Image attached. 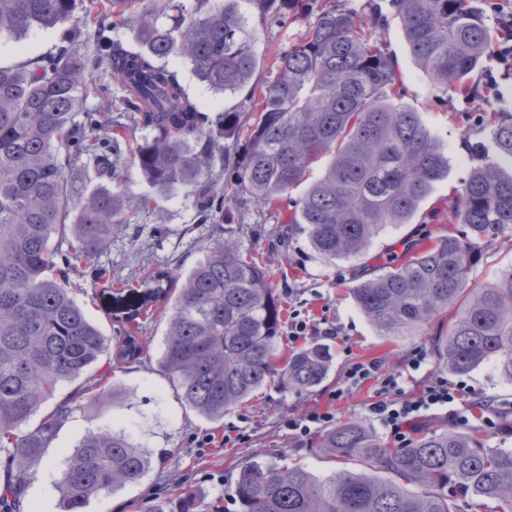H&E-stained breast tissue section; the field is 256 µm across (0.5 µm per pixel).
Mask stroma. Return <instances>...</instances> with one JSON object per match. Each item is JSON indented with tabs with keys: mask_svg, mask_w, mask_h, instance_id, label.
I'll use <instances>...</instances> for the list:
<instances>
[{
	"mask_svg": "<svg viewBox=\"0 0 512 512\" xmlns=\"http://www.w3.org/2000/svg\"><path fill=\"white\" fill-rule=\"evenodd\" d=\"M377 2L383 7L381 18H373L368 10L363 17L376 19L379 43L398 61L405 103L421 113L428 129L447 146L450 156L447 179L438 184L432 200L422 205L413 223L388 228L365 260H330L313 250L303 227H290L287 239H280L273 214L231 197L224 200L223 219L198 224L192 197L182 194L162 200L165 224H157L154 210H142L137 223L114 235L110 247L97 258L99 265L110 268L114 277L127 279L139 274L147 264L170 270L190 267L205 245L229 236L239 239L262 256L269 283L282 302L284 317L297 313L314 325L326 324L336 329V338L329 342L332 368L327 379L303 391L270 385L215 424L185 410L159 368L164 319L156 315L141 320L140 333L147 338L149 349L142 360L115 366L105 393L95 390L96 379L91 372L62 386V394H77L78 400L68 418L59 424L43 468L22 490L20 512H58L56 481L64 465V452L73 450L86 433L106 426L118 429L130 420L140 423L136 441L146 449L163 450L164 456L138 483L92 499L86 512H140L146 501L179 484L198 494V512H231L233 481L241 464L275 453L281 454L282 464L299 462L316 475H329L343 469V461L324 457L317 452L315 443L296 445L284 425L285 418L320 407L331 409L339 420H366L365 406L375 395L376 383L369 380L346 386V367L375 360L382 363L384 370L401 373L410 350L430 349V339L425 335L389 339L378 336L355 307L350 290L363 266L374 264L376 256L401 253L404 243L418 234L437 236L447 231V198L468 169L463 141L479 138L481 129L476 117L483 112L485 99H492L502 111L512 112V73L498 76L496 86L491 88L486 84L484 69H477L471 78L473 96L468 100L441 92L413 63L401 26L387 6L388 0ZM240 5L258 32L256 49L261 65L256 79L262 84L272 82L276 77L275 52L315 21L318 0H313L305 18L297 22H263L249 0H241ZM189 224L195 225L194 233H186ZM72 286L87 316L105 336L114 337L117 317L124 310L120 300L92 287L87 274L73 276ZM463 380L475 391L469 402L472 416L467 431L481 432L491 447L512 448V431H491L481 419L484 407L489 405L504 412L512 423V382L499 375L492 361L464 375ZM206 435L215 436L220 445L202 453L194 448L193 441Z\"/></svg>",
	"mask_w": 512,
	"mask_h": 512,
	"instance_id": "stroma-1",
	"label": "stroma"
}]
</instances>
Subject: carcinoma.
Instances as JSON below:
<instances>
[{
	"mask_svg": "<svg viewBox=\"0 0 512 512\" xmlns=\"http://www.w3.org/2000/svg\"><path fill=\"white\" fill-rule=\"evenodd\" d=\"M281 18L302 0H257ZM415 65L442 91L467 99L470 74L491 47L473 0H391ZM93 32V66L123 90L132 126L110 124L112 99L85 110L97 85L87 80L71 25L74 0H0V39L15 43L35 30L64 31L50 57L0 64V453L12 467L0 483V512H13L45 458L73 396L61 384L83 375L106 349L117 364L146 353L142 336L124 331L109 347L70 288L77 265L93 284L112 287L111 271L95 264L112 234L133 224L112 188L114 167L132 127V163L155 197L185 191L209 222L224 214L214 164L240 113L207 111L179 80L176 65L216 94L249 89L253 122L233 158L232 195L276 211L284 226L305 225L315 252L330 259L364 258L389 225L410 224L448 177L445 145L421 113L401 98L396 61L383 51L359 4H331L301 38L274 60L275 80L251 84L258 67L256 29L239 0H107ZM121 23L136 48L110 36ZM465 146L467 177L448 198V232L423 236L394 261L378 263L352 289L354 302L382 336H416L451 307L448 327L431 339L438 364L466 375L495 361L512 381V268L492 283L469 287L488 245L512 229V113L492 112L484 137ZM331 156L311 178L313 165ZM76 167L81 180L68 175ZM307 186L294 199L290 191ZM128 296L169 311L161 371L186 409L213 422L272 382L308 390L331 370L329 349L308 344L278 353L282 305L266 268L239 241L213 243L184 271L145 268L122 282ZM53 410L25 426L40 407ZM321 452L362 470L319 477L304 465L275 460L243 464L234 484L238 512H469L494 505L512 512V448L451 428L416 431L387 446L362 422L347 418L326 431ZM152 453L123 430L83 437L58 483L61 512H84L90 500L138 482ZM185 487L148 502L144 512H196Z\"/></svg>",
	"mask_w": 512,
	"mask_h": 512,
	"instance_id": "cac0c4a2",
	"label": "carcinoma"
}]
</instances>
